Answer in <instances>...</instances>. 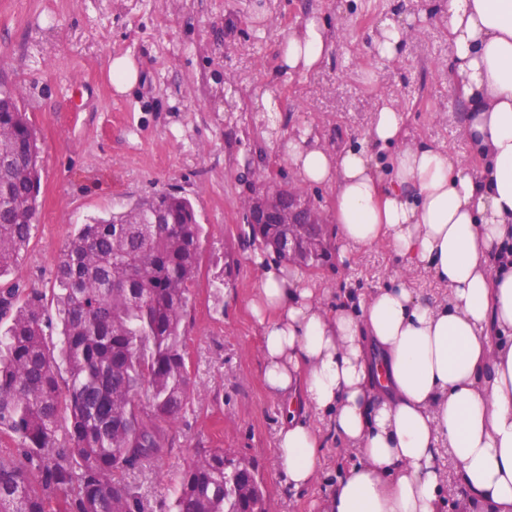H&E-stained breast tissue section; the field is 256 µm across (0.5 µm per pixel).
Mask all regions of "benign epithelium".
<instances>
[{
  "label": "benign epithelium",
  "instance_id": "benign-epithelium-1",
  "mask_svg": "<svg viewBox=\"0 0 512 512\" xmlns=\"http://www.w3.org/2000/svg\"><path fill=\"white\" fill-rule=\"evenodd\" d=\"M277 163L268 164L261 175L267 177L262 186L264 193L271 195L269 203L253 208L245 218L246 224H286L288 238L281 246L288 260H295L306 270H313L307 260L316 263L326 255L321 224L327 214L312 206L307 191L301 186H288L287 201H281L276 192L280 190L274 180Z\"/></svg>",
  "mask_w": 512,
  "mask_h": 512
}]
</instances>
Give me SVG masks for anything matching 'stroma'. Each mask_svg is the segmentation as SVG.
Wrapping results in <instances>:
<instances>
[{"mask_svg": "<svg viewBox=\"0 0 512 512\" xmlns=\"http://www.w3.org/2000/svg\"><path fill=\"white\" fill-rule=\"evenodd\" d=\"M444 0H0V81L15 87L37 130L41 188L31 241L12 280L46 288L76 225L120 211L141 197L174 190L189 198L202 226L201 272L186 317L189 369L199 391L171 429L173 446L128 473L146 512H165L171 487L196 449L220 448L257 469L269 512H320L332 484L356 461L323 431L320 473L288 487L275 458L282 401L262 383L261 333L248 307L258 286L257 246L241 201L251 177L244 161L276 160V180L294 174L279 149L303 123L329 148L357 145L380 98L406 116L407 141L440 146L478 170L458 127L466 104L446 69V41L434 21ZM326 19L336 52L314 72L281 77L277 47L288 28ZM411 34L387 63L371 39L386 19ZM129 55L139 83L116 94L106 68ZM274 85L282 102L278 138L253 105ZM326 306L345 292L369 295L401 281L415 295L443 298L428 272L411 269L380 242L332 259L314 273Z\"/></svg>", "mask_w": 512, "mask_h": 512, "instance_id": "obj_1", "label": "stroma"}]
</instances>
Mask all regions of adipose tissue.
<instances>
[{
	"instance_id": "ef3b65f1",
	"label": "adipose tissue",
	"mask_w": 512,
	"mask_h": 512,
	"mask_svg": "<svg viewBox=\"0 0 512 512\" xmlns=\"http://www.w3.org/2000/svg\"><path fill=\"white\" fill-rule=\"evenodd\" d=\"M442 20L479 173L406 142L405 114L387 99L358 146L331 150L306 124L285 153L301 184L334 188L342 256L387 242L444 299L400 282L330 309L303 270L255 256L262 382L286 402L279 470L296 489L316 479L320 421L358 455L321 512H441L443 445L465 507L512 512V263L498 260L512 245V0H448ZM334 49L325 21L306 19L282 39L280 69L309 74Z\"/></svg>"
}]
</instances>
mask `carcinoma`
Instances as JSON below:
<instances>
[{
  "label": "carcinoma",
  "mask_w": 512,
  "mask_h": 512,
  "mask_svg": "<svg viewBox=\"0 0 512 512\" xmlns=\"http://www.w3.org/2000/svg\"><path fill=\"white\" fill-rule=\"evenodd\" d=\"M36 129L14 91L0 96V512H144L118 475L172 447L195 385L183 322L199 276L201 225L189 199L155 192L80 224L51 288L8 280L37 214ZM162 223H153L154 216ZM276 249L286 224L250 226ZM69 427L58 438V421ZM200 448L168 512H267L254 466Z\"/></svg>",
  "instance_id": "obj_1"
}]
</instances>
